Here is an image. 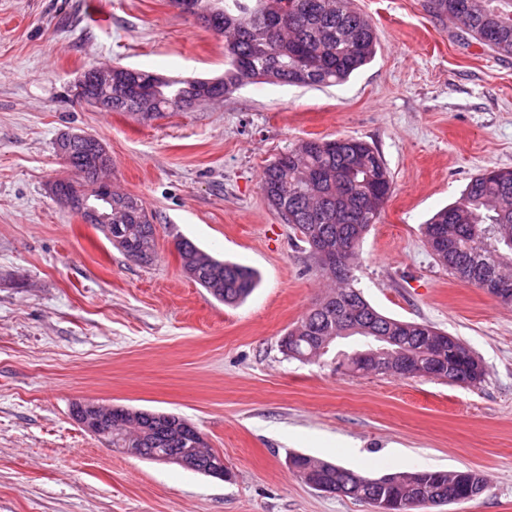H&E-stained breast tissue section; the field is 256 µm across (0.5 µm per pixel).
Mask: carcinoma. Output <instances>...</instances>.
I'll use <instances>...</instances> for the list:
<instances>
[{
  "mask_svg": "<svg viewBox=\"0 0 512 512\" xmlns=\"http://www.w3.org/2000/svg\"><path fill=\"white\" fill-rule=\"evenodd\" d=\"M196 19L208 23L224 37L227 69L218 79L156 80L151 73L134 76L118 66L112 75V111L126 112L150 121L166 111L181 110L202 102L224 99L238 86L265 80L284 84L331 86L369 64L377 53L378 40L372 20L360 13L353 0H193ZM426 11L445 19L462 12L469 37L497 58H512V0H424ZM106 152L89 154L77 145L69 166L82 174L74 184L61 181L60 188L93 206L105 168L97 160ZM392 181L379 151L352 137L312 139L282 151L264 168L260 189L269 207L300 235L317 257V250L336 251V245L355 241L345 255L347 269L358 259V242L377 223L391 192ZM448 231L451 250L437 261L454 278L470 283V273L485 272L512 280V169L485 168L475 176L456 203L437 212L423 225L426 243L435 230ZM112 245L139 263H150L156 254L153 216L141 200L112 191V223L100 225ZM183 273L206 288L215 299L236 305L257 285L255 270L221 260L183 238L177 243ZM361 312L362 324L371 335L389 330L390 318L379 313L353 286L328 292L323 306L311 309L294 325V337L281 342L290 359L307 361L320 343L344 335L346 322L339 310ZM443 351L432 353L443 368L454 365V352L464 353L463 343L438 332ZM141 423L125 427L117 414L103 424L112 428L111 447L143 449L142 458L163 453L168 463L181 465L185 449L217 459L207 449L201 431L174 414L139 410ZM289 467L320 480L352 483L362 474L303 453L288 457ZM419 481L436 497L455 500L462 482L448 481L445 470H418ZM378 494L391 502L392 512H402L414 495L406 484L382 486Z\"/></svg>",
  "mask_w": 512,
  "mask_h": 512,
  "instance_id": "1",
  "label": "carcinoma"
}]
</instances>
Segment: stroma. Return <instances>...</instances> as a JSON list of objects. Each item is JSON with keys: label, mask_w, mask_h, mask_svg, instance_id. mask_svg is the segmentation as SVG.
Here are the masks:
<instances>
[{"label": "stroma", "mask_w": 512, "mask_h": 512, "mask_svg": "<svg viewBox=\"0 0 512 512\" xmlns=\"http://www.w3.org/2000/svg\"><path fill=\"white\" fill-rule=\"evenodd\" d=\"M423 4L354 0L379 50L344 83H251L142 123L76 101V78L98 63L218 77L221 36L168 0H0V512H373L305 484L294 452L371 477L476 471L480 496L417 512H512V304L449 275L422 235L479 170L512 169V59L463 44ZM67 131L99 137L112 182L155 214L151 264L50 193L73 176L55 150ZM339 136L375 146L392 180L355 287L458 338L481 384L283 354L322 278L261 174L288 145ZM181 238L253 268L257 288L218 302L183 273ZM79 401L186 418L229 479L112 450L73 419Z\"/></svg>", "instance_id": "35a3bbf8"}]
</instances>
